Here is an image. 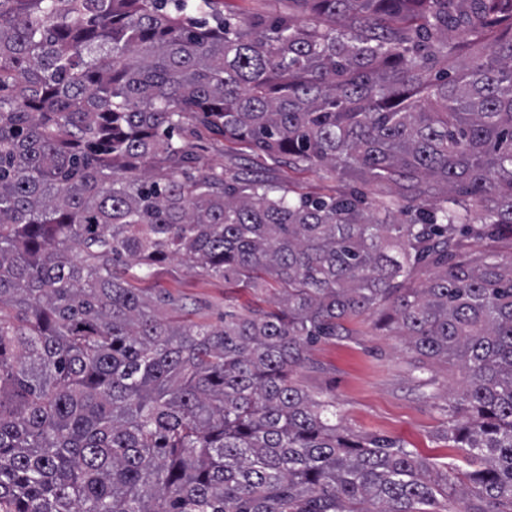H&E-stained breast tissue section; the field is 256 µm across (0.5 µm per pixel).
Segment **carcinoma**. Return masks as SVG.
Masks as SVG:
<instances>
[{"label":"carcinoma","instance_id":"cac0c4a2","mask_svg":"<svg viewBox=\"0 0 512 512\" xmlns=\"http://www.w3.org/2000/svg\"><path fill=\"white\" fill-rule=\"evenodd\" d=\"M222 4L0 0V512H512V262L462 259L512 235V0ZM200 130L345 190L187 176ZM175 260L256 301L141 287ZM375 315L462 364L452 502L293 377ZM274 8V3L267 0H224V12L266 14Z\"/></svg>","mask_w":512,"mask_h":512}]
</instances>
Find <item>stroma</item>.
Returning a JSON list of instances; mask_svg holds the SVG:
<instances>
[{
  "label": "stroma",
  "mask_w": 512,
  "mask_h": 512,
  "mask_svg": "<svg viewBox=\"0 0 512 512\" xmlns=\"http://www.w3.org/2000/svg\"><path fill=\"white\" fill-rule=\"evenodd\" d=\"M193 146L205 165L221 167L229 177L248 172L314 195H332L339 187L325 171L298 170L287 160L257 156L206 132L194 138ZM152 285L196 301L203 317L213 323L223 315L226 300L251 299L248 293L228 290L223 279L203 277L174 263L163 267ZM350 329L349 335L309 348L296 373L301 387L331 393L343 424L355 434L402 440L436 463H447L451 452L443 438L446 408L449 394L463 388L459 363L436 361L423 374L415 370V356L401 337L370 322L351 324Z\"/></svg>",
  "instance_id": "obj_1"
}]
</instances>
